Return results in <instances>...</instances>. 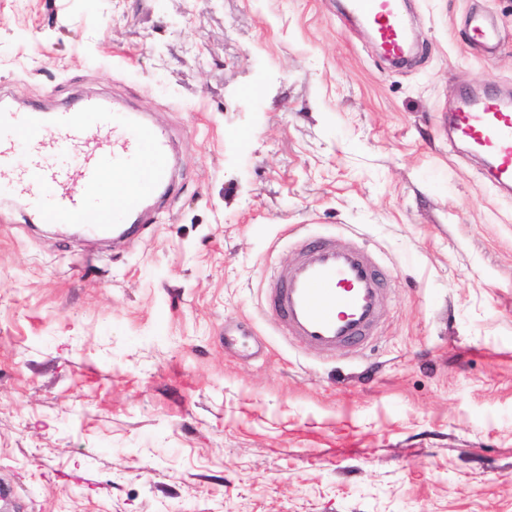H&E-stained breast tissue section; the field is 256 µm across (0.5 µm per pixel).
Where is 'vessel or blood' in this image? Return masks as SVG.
<instances>
[{
	"label": "vessel or blood",
	"mask_w": 512,
	"mask_h": 512,
	"mask_svg": "<svg viewBox=\"0 0 512 512\" xmlns=\"http://www.w3.org/2000/svg\"><path fill=\"white\" fill-rule=\"evenodd\" d=\"M348 9L388 55L402 57L400 0H349ZM471 32L485 51L497 48V31L486 19L474 18ZM448 130L489 158L487 175L495 186L512 188V105L491 90L465 94L448 115ZM22 137L38 140L43 151L21 163L15 150ZM69 145L81 149L73 164L58 159ZM170 158L160 127L99 98L49 115L37 108L0 110V196L25 197L31 214L47 224H82L91 235L105 236L113 225L139 223L145 200L169 188ZM76 183L81 192L73 191ZM382 304L383 277L370 250L324 238L298 244L295 260L273 274L267 297L287 335L326 354L370 336Z\"/></svg>",
	"instance_id": "b4317fda"
}]
</instances>
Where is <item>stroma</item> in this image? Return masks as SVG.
Returning a JSON list of instances; mask_svg holds the SVG:
<instances>
[{"mask_svg":"<svg viewBox=\"0 0 512 512\" xmlns=\"http://www.w3.org/2000/svg\"><path fill=\"white\" fill-rule=\"evenodd\" d=\"M404 6L397 68L344 0H0V103L104 99L173 154L117 249L0 196L14 512H512V197L444 122L512 94V0ZM299 232L391 270L371 347L324 356L264 312ZM471 32L472 40L485 51L492 52L497 48V31L486 19L481 17L474 18Z\"/></svg>","mask_w":512,"mask_h":512,"instance_id":"1","label":"stroma"}]
</instances>
